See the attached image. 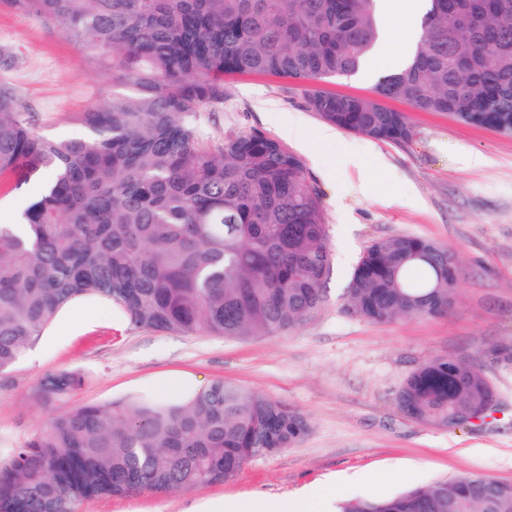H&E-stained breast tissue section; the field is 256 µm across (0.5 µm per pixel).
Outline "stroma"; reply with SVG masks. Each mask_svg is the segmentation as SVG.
I'll list each match as a JSON object with an SVG mask.
<instances>
[{"instance_id": "obj_1", "label": "stroma", "mask_w": 512, "mask_h": 512, "mask_svg": "<svg viewBox=\"0 0 512 512\" xmlns=\"http://www.w3.org/2000/svg\"><path fill=\"white\" fill-rule=\"evenodd\" d=\"M0 85L13 88L54 140L83 139L79 113L111 93L108 71L86 51L29 15L0 8ZM308 84L274 76L224 80V103L201 112L207 146L242 132L280 141L319 189L332 268L323 306L288 331L248 339L115 329L98 303L71 312L63 336L43 333L0 388V458L47 417L38 395L48 376L84 374L55 402L62 410L105 404L169 386L188 372L202 385L221 379L295 407L311 420L306 440L251 460L235 479L198 490L140 492L84 501L79 512H183L206 496L256 492L294 497L312 484L335 485L337 501L393 496L439 480L486 475L512 483V370L486 356L512 337V135L462 123L442 112L393 102L413 130L391 143L340 131L321 140L323 120L307 109ZM293 136H284V129ZM481 154L467 167L465 153ZM413 234L448 247L460 266L447 316L402 317L385 324L346 314L344 293L364 250ZM447 357L481 368L498 410L482 422L448 429L407 417L395 393L424 361Z\"/></svg>"}]
</instances>
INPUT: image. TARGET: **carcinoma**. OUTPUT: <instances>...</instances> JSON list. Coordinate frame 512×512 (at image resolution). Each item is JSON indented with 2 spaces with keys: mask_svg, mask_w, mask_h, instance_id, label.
I'll list each match as a JSON object with an SVG mask.
<instances>
[{
  "mask_svg": "<svg viewBox=\"0 0 512 512\" xmlns=\"http://www.w3.org/2000/svg\"><path fill=\"white\" fill-rule=\"evenodd\" d=\"M403 67L373 96L312 90L307 108L342 130L405 142L413 130L383 99L512 131V0H425ZM111 61L114 91L81 113L86 139L35 131L16 91L0 87V187L54 175L0 224V386L59 311L96 298L134 329L227 338L288 330L326 299L331 253L319 190L277 140L242 133L216 147L198 112L224 102V76L300 82L347 77L377 45V0H0ZM448 248L414 235L371 244L346 289V312L385 323L448 311L459 268ZM512 369V340L490 345ZM84 383L65 371L41 398ZM396 403L439 427L470 424L497 395L481 369L431 358ZM302 412L219 379L161 401L149 392L57 411L0 461V512H77L101 496L194 490L229 481L261 448L299 445ZM340 512H512V484L465 476L395 497L351 499Z\"/></svg>",
  "mask_w": 512,
  "mask_h": 512,
  "instance_id": "obj_1",
  "label": "carcinoma"
}]
</instances>
